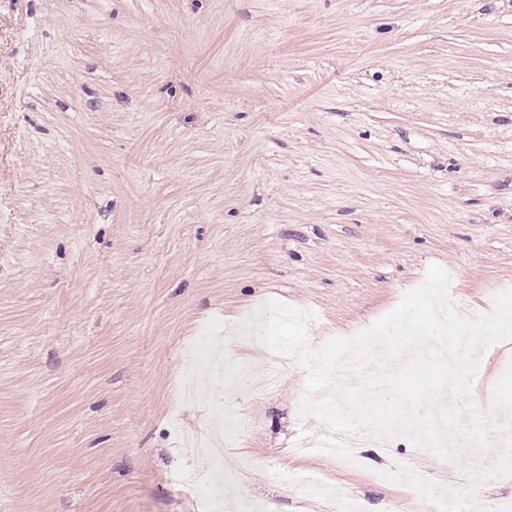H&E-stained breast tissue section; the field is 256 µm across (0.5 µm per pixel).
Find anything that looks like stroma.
<instances>
[{
	"mask_svg": "<svg viewBox=\"0 0 512 512\" xmlns=\"http://www.w3.org/2000/svg\"><path fill=\"white\" fill-rule=\"evenodd\" d=\"M434 264L468 317L512 288V0H0V512H188L220 411L253 423L225 497L273 512H417L401 465L470 488L481 458L404 436L295 454L305 369L263 390L217 340L270 300L350 337ZM204 335L227 362L176 402Z\"/></svg>",
	"mask_w": 512,
	"mask_h": 512,
	"instance_id": "stroma-1",
	"label": "stroma"
}]
</instances>
